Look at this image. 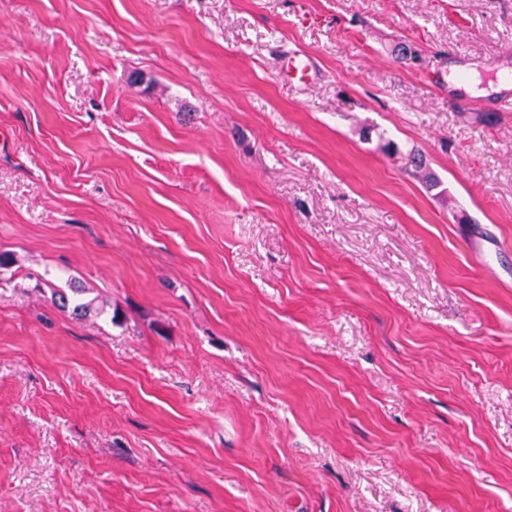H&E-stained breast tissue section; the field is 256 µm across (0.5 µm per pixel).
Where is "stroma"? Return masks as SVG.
<instances>
[{
    "label": "stroma",
    "instance_id": "obj_1",
    "mask_svg": "<svg viewBox=\"0 0 512 512\" xmlns=\"http://www.w3.org/2000/svg\"><path fill=\"white\" fill-rule=\"evenodd\" d=\"M504 51L512 0H0V512H512V112L448 92ZM285 74L283 81L285 84L306 83L313 80L316 76V70L311 59L305 54H294L288 56L283 65Z\"/></svg>",
    "mask_w": 512,
    "mask_h": 512
}]
</instances>
